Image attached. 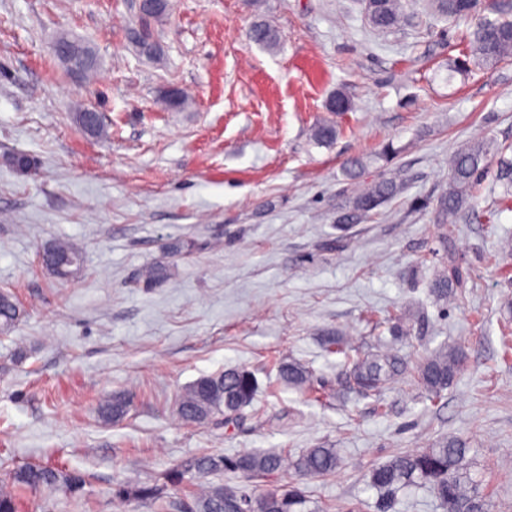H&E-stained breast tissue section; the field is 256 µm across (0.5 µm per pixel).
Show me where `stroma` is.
<instances>
[{
  "instance_id": "1",
  "label": "stroma",
  "mask_w": 512,
  "mask_h": 512,
  "mask_svg": "<svg viewBox=\"0 0 512 512\" xmlns=\"http://www.w3.org/2000/svg\"><path fill=\"white\" fill-rule=\"evenodd\" d=\"M135 2L0 0V289L25 309L0 334V480L37 463L89 476L76 497L19 488L23 512H156L113 485L203 455L318 445L344 465L303 479L313 512H380L367 468L450 436L474 448L494 512H512V201L491 172L450 242L435 220L453 152L512 146V61L449 76L471 24L432 16L427 0H406L391 32L361 0H171L148 58L129 35ZM260 20L276 47L252 39ZM61 34L95 49L93 78L54 55ZM168 86L187 92L182 109L162 103ZM339 90L354 102L341 117L326 109ZM82 109L104 136L79 128ZM331 121L335 140L317 141ZM15 154L28 170L9 166ZM354 160L404 189L343 231ZM57 238L83 255L74 279L39 263ZM450 260L462 281L443 302L428 286ZM161 261L172 276L146 286L142 270ZM390 312L412 315L410 340ZM337 333L410 362L455 346L463 365L435 403L405 378L364 397L322 345ZM282 358L312 371L315 395L280 383ZM228 368L255 376L252 405L185 423L177 395ZM115 392L129 411L103 421Z\"/></svg>"
}]
</instances>
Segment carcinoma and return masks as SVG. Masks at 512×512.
Here are the masks:
<instances>
[{"mask_svg": "<svg viewBox=\"0 0 512 512\" xmlns=\"http://www.w3.org/2000/svg\"><path fill=\"white\" fill-rule=\"evenodd\" d=\"M364 13L376 30L387 32L404 18L403 0H363ZM429 8L438 17L454 21L479 16V22L467 42V55L480 66H495L512 58V0H494L481 8V0H429ZM169 0H157L149 10L135 20L138 52L152 57L159 52L153 39L152 23L161 21L168 13ZM253 39L268 47L276 44V34L270 25L261 21L251 30ZM57 43L65 52L68 69L80 64V73L97 70L95 53L82 43L58 36ZM353 102L343 91H338L327 103V109L338 114L349 112ZM499 147L483 140L470 141L450 158L448 189L438 198L437 223L442 225L443 238L452 236L456 225L448 219L456 216L481 186L488 173L491 156ZM404 184L392 178H383L363 187H352V196L338 222L350 223L368 216L376 208L394 198ZM82 260L81 253L65 241L53 240L44 246L42 266L52 275L60 276L58 262ZM461 278L460 270L448 263L436 275L431 291L439 300L455 298V285ZM24 308L9 291L0 290V333L11 332L21 321ZM331 353L341 354L350 365L349 380L363 396L378 397L384 385L401 376L425 390L433 402L441 398L458 375L462 352L446 348L408 364L397 352L377 350L363 354L342 336L326 341ZM279 378L288 387L310 392L312 375L304 366L288 361L279 364ZM255 394L253 377L240 370L229 369L216 375L195 380L178 395L177 411L180 418L192 424H204L219 416H232L249 406ZM129 402L121 394H113L99 406V414L106 421H118L128 413ZM471 449L456 437L443 438L426 448L398 453L387 461L372 467L366 474L368 486L386 495L383 512L391 508V498L399 491L421 485L430 487L446 512H488L487 495L481 492L475 475V458ZM342 460L334 448L318 446L297 453L284 448L278 452L243 451L232 457L204 455L185 466L171 468L162 474L163 485L144 484L136 488L117 484L112 496L118 500L163 502L166 487L182 489L190 494L185 512H312L304 492L293 483L271 484L259 494L246 488L228 484H206L200 476L229 471L247 480H264L292 470L303 476H324L336 472ZM86 485L83 473L47 465L25 466L0 484V512H20L14 487L33 491L61 490L75 496Z\"/></svg>", "mask_w": 512, "mask_h": 512, "instance_id": "obj_1", "label": "carcinoma"}]
</instances>
